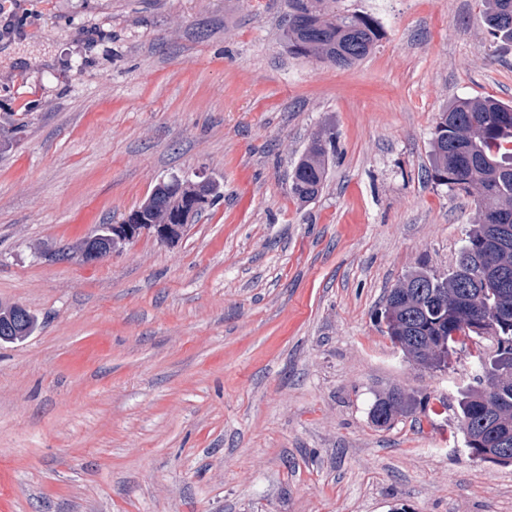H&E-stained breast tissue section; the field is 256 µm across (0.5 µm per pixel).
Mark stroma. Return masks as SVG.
<instances>
[{"instance_id":"stroma-1","label":"stroma","mask_w":512,"mask_h":512,"mask_svg":"<svg viewBox=\"0 0 512 512\" xmlns=\"http://www.w3.org/2000/svg\"><path fill=\"white\" fill-rule=\"evenodd\" d=\"M345 6L383 32L350 68L288 54L284 0H0V303L39 323L0 343V512H512L458 428L469 358L416 365L380 318L477 218L433 133L512 102V43L484 0ZM199 171L221 197L178 240L41 258ZM393 389L417 409L377 426ZM326 171V147L320 135H317L312 138L293 169L290 194L301 203L314 200L324 186Z\"/></svg>"}]
</instances>
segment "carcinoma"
<instances>
[{
    "mask_svg": "<svg viewBox=\"0 0 512 512\" xmlns=\"http://www.w3.org/2000/svg\"><path fill=\"white\" fill-rule=\"evenodd\" d=\"M341 2L288 0L281 20L288 54L340 68L367 57L382 37L380 25ZM487 2L485 24L496 38L512 42V0ZM326 171V147L317 135L293 169L290 194L301 203L314 200ZM431 177L474 197L479 217L448 273L419 268L389 291L386 332L407 359L426 366L441 357V341L458 353L469 349L473 332L466 326L474 311L487 313L496 350L488 356L477 349L470 356L494 390L471 388L461 395L459 428L473 436L488 425L498 433L512 431V105L490 96L451 102L435 127ZM189 196L209 205L220 198L213 183L174 177L158 183L147 198V220L172 223ZM37 326L26 308L0 305V342L22 341ZM413 410L415 404L391 391L376 399L370 414L376 422L385 416L386 425Z\"/></svg>",
    "mask_w": 512,
    "mask_h": 512,
    "instance_id": "1",
    "label": "carcinoma"
}]
</instances>
